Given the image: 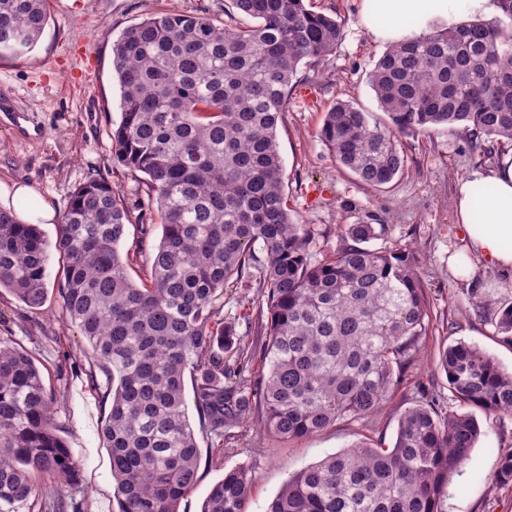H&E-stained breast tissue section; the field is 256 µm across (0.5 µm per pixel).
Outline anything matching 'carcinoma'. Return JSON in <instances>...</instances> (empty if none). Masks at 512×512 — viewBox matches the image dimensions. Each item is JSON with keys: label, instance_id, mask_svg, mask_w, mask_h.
Masks as SVG:
<instances>
[{"label": "carcinoma", "instance_id": "obj_1", "mask_svg": "<svg viewBox=\"0 0 512 512\" xmlns=\"http://www.w3.org/2000/svg\"><path fill=\"white\" fill-rule=\"evenodd\" d=\"M248 22L231 27L181 13L151 16L112 43L121 120L112 158L145 175L147 213L162 237L142 260L144 279L119 244L132 215L105 178L68 194L55 251L58 293L70 322L106 375L101 430L112 459L115 512H179L197 482L199 447L185 398L211 446L261 416L284 442L381 409L428 334L430 307L407 246L373 248L383 231L347 224L344 244L321 258L315 229L289 213L277 123L303 64L321 63L343 37L341 22L303 0H231ZM503 17L435 27L390 47L370 85L382 119L348 101L324 115L319 139L365 185L402 174L401 140L459 125L475 150L512 147V0ZM46 0H0V58H20L40 40ZM30 198L0 208V290L28 308L47 296L49 245L19 214ZM264 254L257 260L256 250ZM265 290L267 324L251 341L217 305L248 270ZM512 342V301L495 309ZM461 407L512 414V372L458 341L439 351ZM471 412L415 406L393 446L363 441L291 476L266 512H443L448 478L475 447ZM495 478L512 482V452ZM79 484V466L57 434L52 396L35 355L0 337V512H33L38 478ZM252 476L226 472L201 512H244Z\"/></svg>", "mask_w": 512, "mask_h": 512}]
</instances>
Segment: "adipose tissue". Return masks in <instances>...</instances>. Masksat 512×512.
<instances>
[{
    "instance_id": "adipose-tissue-1",
    "label": "adipose tissue",
    "mask_w": 512,
    "mask_h": 512,
    "mask_svg": "<svg viewBox=\"0 0 512 512\" xmlns=\"http://www.w3.org/2000/svg\"><path fill=\"white\" fill-rule=\"evenodd\" d=\"M500 13V0H362L361 22L371 39L395 45L422 35L432 22L453 27ZM453 206L476 259L487 269L512 272V158L473 171L460 183Z\"/></svg>"
}]
</instances>
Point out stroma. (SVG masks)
Instances as JSON below:
<instances>
[{
    "instance_id": "obj_1",
    "label": "stroma",
    "mask_w": 512,
    "mask_h": 512,
    "mask_svg": "<svg viewBox=\"0 0 512 512\" xmlns=\"http://www.w3.org/2000/svg\"><path fill=\"white\" fill-rule=\"evenodd\" d=\"M306 8L336 18L344 36L334 53L315 67H300L291 82L288 109L277 126L288 207L300 223L313 225L317 253L343 246L344 224H382L377 244L410 246L430 304L428 336L385 406L365 419L344 421L312 437L286 443L269 434L259 419L238 428L236 438L216 455L204 432L198 480L182 501V512H200L212 485L225 471L243 467L253 484L246 512H266L290 474L327 455L371 438L392 446L405 410L428 394L447 399L457 410L445 374L436 363L439 349L459 341L479 348L505 371H512V345L500 338L492 313L475 315L471 304L512 300V277L474 264L469 279L448 268L449 254L469 261L453 213L459 180L473 169L497 167L471 149L461 128L443 125L403 139L408 157L403 174L376 189L342 168L318 137L323 116L336 101L364 111L379 107L368 77L384 45L361 25V0H304ZM229 0H47L48 23L37 46L20 59H0V100L11 99L28 117L23 129L0 119V183L29 186L40 203L63 213L70 188L96 172L110 182L132 212L147 201L144 176L112 158L110 132L120 119V87L112 73V43L129 26L162 13L199 14L235 25ZM61 264L51 254L47 298L32 310L0 291V336L32 351L51 392L59 434L78 463L80 482L66 496L78 512H113L110 451L100 431L107 412L102 399L104 372L87 341L61 308ZM224 312L243 316L239 332L266 311L257 289H224ZM483 435L459 473L448 481L445 512H512V482L493 473L500 454L512 451V415L477 412Z\"/></svg>"
}]
</instances>
